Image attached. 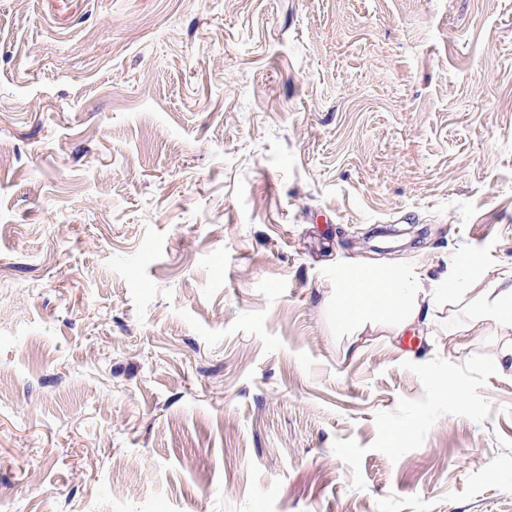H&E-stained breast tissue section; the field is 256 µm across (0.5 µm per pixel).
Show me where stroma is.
Masks as SVG:
<instances>
[{
    "mask_svg": "<svg viewBox=\"0 0 512 512\" xmlns=\"http://www.w3.org/2000/svg\"><path fill=\"white\" fill-rule=\"evenodd\" d=\"M466 254L512 264V0H0V512H512L502 336L337 323ZM445 290L407 271L356 268L347 271L336 288V309L350 336L375 330L386 315L393 316L388 324L399 336L410 326L428 325L445 313Z\"/></svg>",
    "mask_w": 512,
    "mask_h": 512,
    "instance_id": "35a3bbf8",
    "label": "stroma"
}]
</instances>
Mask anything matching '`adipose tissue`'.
<instances>
[{
  "instance_id": "adipose-tissue-1",
  "label": "adipose tissue",
  "mask_w": 512,
  "mask_h": 512,
  "mask_svg": "<svg viewBox=\"0 0 512 512\" xmlns=\"http://www.w3.org/2000/svg\"><path fill=\"white\" fill-rule=\"evenodd\" d=\"M461 303L469 312L471 329L494 327L512 334V267L499 273L494 285L482 287L473 281ZM448 306L439 284L402 270L356 268L347 271L336 288V309L343 328L358 336L375 329L383 316H390L394 333L413 325L437 320Z\"/></svg>"
}]
</instances>
